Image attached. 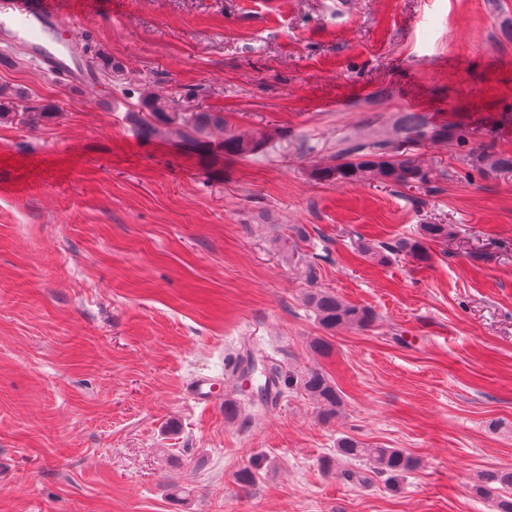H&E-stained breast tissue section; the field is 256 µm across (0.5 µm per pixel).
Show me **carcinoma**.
Returning <instances> with one entry per match:
<instances>
[{
  "label": "carcinoma",
  "instance_id": "1",
  "mask_svg": "<svg viewBox=\"0 0 512 512\" xmlns=\"http://www.w3.org/2000/svg\"><path fill=\"white\" fill-rule=\"evenodd\" d=\"M23 101L24 97L20 93L0 86V123L15 119ZM126 118L143 138L176 137L196 146L208 144L211 130L224 128V113L180 110L173 97L148 88L140 93L138 109L127 113ZM401 133L405 141L442 140L454 136L453 131L445 127L426 128L415 116L404 119ZM273 138L272 133L260 137L235 134L223 138L218 145L227 155L246 157ZM346 154L350 160L315 168L312 177L320 181L377 182L408 188L423 185L429 179V171L419 158L400 149L389 139L354 145L346 149ZM453 235V228L449 224H422L418 236L414 238H400L394 242L360 238L357 250L360 256L379 264H386L392 257L403 255L417 264L426 265L431 260L427 244L445 243ZM305 301L319 325L327 331L347 327L363 328L375 320V314L370 308L346 302L329 290L314 288L305 295ZM264 376L260 393L239 395L237 416L248 418L256 402L278 390L281 377L279 368L274 364L268 365L264 368ZM299 384L318 405L324 418L330 419L340 411L341 392L323 371H306L300 376ZM336 459L361 462L369 471L383 474L394 481L419 466L416 457L398 448L372 445L349 435L337 441ZM473 490L476 495L492 503L494 512H512V467H492L479 471Z\"/></svg>",
  "mask_w": 512,
  "mask_h": 512
}]
</instances>
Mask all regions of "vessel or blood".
Here are the masks:
<instances>
[{
    "mask_svg": "<svg viewBox=\"0 0 512 512\" xmlns=\"http://www.w3.org/2000/svg\"><path fill=\"white\" fill-rule=\"evenodd\" d=\"M96 0H0V32L24 48L46 74L78 85H94L75 31L77 18L95 11ZM187 398L199 405L212 402L207 379H192Z\"/></svg>",
    "mask_w": 512,
    "mask_h": 512,
    "instance_id": "1",
    "label": "vessel or blood"
}]
</instances>
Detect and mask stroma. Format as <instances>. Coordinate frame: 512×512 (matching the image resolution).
Masks as SVG:
<instances>
[{
    "mask_svg": "<svg viewBox=\"0 0 512 512\" xmlns=\"http://www.w3.org/2000/svg\"><path fill=\"white\" fill-rule=\"evenodd\" d=\"M79 40L125 80L66 88L0 46V85L55 107L0 124V512H492L472 485L512 466V172L471 151L512 157V0H112ZM146 86L223 113L213 140L283 135L248 157L143 139ZM407 115L456 133L407 144L427 184L312 177ZM424 224L455 228L431 267L356 252ZM314 286L374 323L325 331ZM248 350L284 382L244 420ZM315 368L335 418L298 383ZM200 375L219 402L186 398ZM344 435L419 467L351 481ZM299 384L318 405L325 419H331L340 411L341 392L334 381L323 371L318 369L306 371L300 376Z\"/></svg>",
    "mask_w": 512,
    "mask_h": 512,
    "instance_id": "obj_1",
    "label": "stroma"
}]
</instances>
